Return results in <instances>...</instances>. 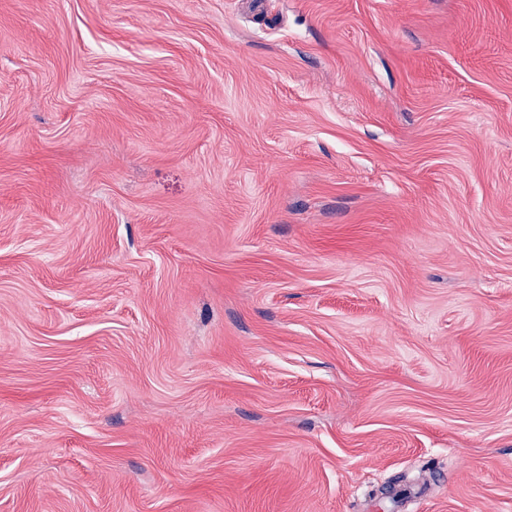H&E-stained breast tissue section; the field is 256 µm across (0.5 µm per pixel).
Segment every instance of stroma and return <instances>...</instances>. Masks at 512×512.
Masks as SVG:
<instances>
[{
	"instance_id": "35a3bbf8",
	"label": "stroma",
	"mask_w": 512,
	"mask_h": 512,
	"mask_svg": "<svg viewBox=\"0 0 512 512\" xmlns=\"http://www.w3.org/2000/svg\"><path fill=\"white\" fill-rule=\"evenodd\" d=\"M0 512H512V0H0Z\"/></svg>"
}]
</instances>
